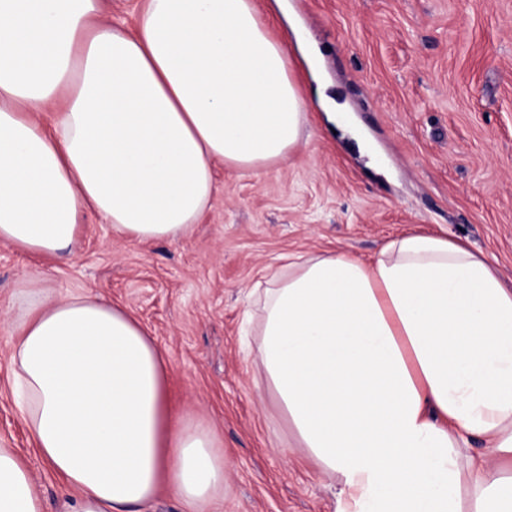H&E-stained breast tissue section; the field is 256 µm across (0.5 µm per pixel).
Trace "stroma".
Returning a JSON list of instances; mask_svg holds the SVG:
<instances>
[{"instance_id":"stroma-1","label":"stroma","mask_w":512,"mask_h":512,"mask_svg":"<svg viewBox=\"0 0 512 512\" xmlns=\"http://www.w3.org/2000/svg\"><path fill=\"white\" fill-rule=\"evenodd\" d=\"M254 0L294 50L301 84L320 89L287 160L217 192L188 235L131 243L84 216L58 297L131 308L169 360L174 412L224 449L223 512H336L295 448L264 369L241 336V290L289 256L372 259L409 232L461 239L512 285V0ZM0 243V446L26 461L43 512L68 493L46 468L11 394L15 288L33 270Z\"/></svg>"}]
</instances>
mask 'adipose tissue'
Here are the masks:
<instances>
[{"mask_svg":"<svg viewBox=\"0 0 512 512\" xmlns=\"http://www.w3.org/2000/svg\"><path fill=\"white\" fill-rule=\"evenodd\" d=\"M102 0H0V243L65 265L90 212L132 241L190 233L215 166L284 162L308 123L286 41L253 0H144L135 31ZM61 101L52 127L33 113ZM254 348L336 512H512V288L427 233L369 261L290 257L252 288ZM16 398L69 512H140L168 489L218 512L224 451L174 417L164 351L125 306L18 286ZM481 451H473V444ZM0 512H42L0 447Z\"/></svg>","mask_w":512,"mask_h":512,"instance_id":"1","label":"adipose tissue"}]
</instances>
